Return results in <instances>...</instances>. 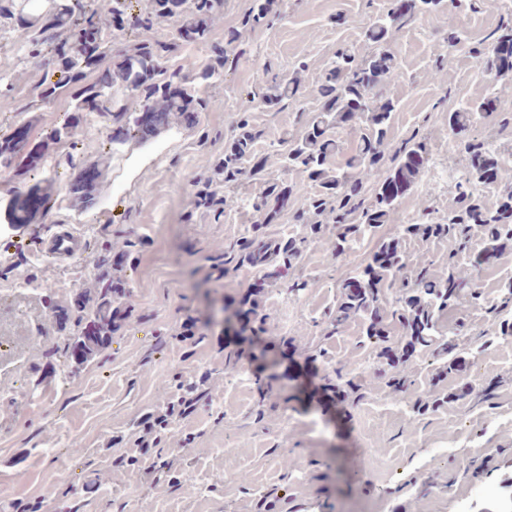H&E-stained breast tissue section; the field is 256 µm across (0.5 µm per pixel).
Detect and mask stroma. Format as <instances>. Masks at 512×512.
<instances>
[{
    "mask_svg": "<svg viewBox=\"0 0 512 512\" xmlns=\"http://www.w3.org/2000/svg\"><path fill=\"white\" fill-rule=\"evenodd\" d=\"M253 0H224V19L207 42L184 45L173 68L194 79L210 105L195 125H171L144 142L112 145L108 118L70 110L69 98L41 112L28 111L46 71L24 54L12 29L0 25V76L18 106L0 112V138L32 125L30 147L52 143L45 162L17 158L0 170V512H459L477 503L500 512L512 495V337L492 333L489 308L512 280V251L474 266L469 255L449 265L450 243L411 238L403 245L409 266L440 279L472 277L477 303L451 308L446 333L463 326L472 372L466 387L444 373L432 349L418 351L407 395L391 392L363 334L360 320L323 337L318 324L336 306L339 284L362 257L336 253L331 235L310 243L293 268L310 286L296 299L273 291L262 312L276 335L281 359L274 369L241 358L224 365V304L247 292L256 271L221 275L215 247L240 237L264 215L247 205L266 181L278 178L312 196L306 173L283 171L278 156L289 134H302L320 102L314 94L339 46L368 54L369 22L386 0H274L270 24L241 21ZM512 16V4L473 0L446 5L399 28L392 47L402 73L388 85L398 103L389 148L421 138L429 162L398 211L409 222L423 210L439 217L455 205L453 185L437 180V160L457 170L467 156L445 122L449 109L481 98L487 89L473 50ZM239 32L238 59L224 81H202L213 47L228 30ZM461 41L449 46V32ZM306 62L301 102L257 108L254 144L263 176L228 190L220 222L194 206L195 192L214 176L225 144L235 134L237 111L267 74H285ZM79 123L73 140L63 128ZM141 171L133 166L140 157ZM50 194L47 208L28 210L29 196ZM25 209L21 222L14 210ZM84 234L88 249L58 262L39 242L57 226ZM123 251L127 316L112 341L77 373L48 349L72 332L58 309L77 314L83 294L111 278L110 251ZM344 368L362 399L332 395L327 378ZM203 381L205 396L186 417L172 418L159 448L139 456L146 414L165 410L181 391L174 376ZM493 386L490 403L475 393ZM266 398H259V390ZM431 402L413 413L416 400Z\"/></svg>",
    "mask_w": 512,
    "mask_h": 512,
    "instance_id": "obj_1",
    "label": "stroma"
}]
</instances>
